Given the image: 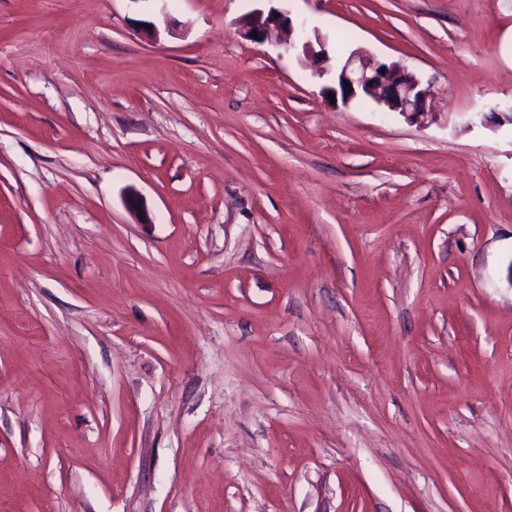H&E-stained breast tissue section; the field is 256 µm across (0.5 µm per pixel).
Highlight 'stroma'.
<instances>
[{"instance_id": "1", "label": "stroma", "mask_w": 512, "mask_h": 512, "mask_svg": "<svg viewBox=\"0 0 512 512\" xmlns=\"http://www.w3.org/2000/svg\"><path fill=\"white\" fill-rule=\"evenodd\" d=\"M511 103L512 0H0V512H512ZM274 13H278V16H274ZM288 30V42L287 40L281 41V35L283 32ZM253 31H257L258 39H254L251 36ZM294 26L292 21L286 15L275 11L269 10L266 14L261 10H255L245 20L243 25V35L247 40L257 43H279L280 45L285 44L288 49H296L301 45L302 53L306 56L311 55L315 59H324L327 56L325 49V43L315 34V42L320 47L319 50H315L312 40L305 35L303 29L297 34L296 39L291 40L294 34ZM345 81H349L351 87H347ZM336 85L338 89H332L331 93L337 98L340 92L346 105L359 97L413 121L432 114L426 107L429 91L417 75L397 63L371 60L359 50L351 52L336 71Z\"/></svg>"}]
</instances>
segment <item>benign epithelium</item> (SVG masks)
I'll use <instances>...</instances> for the list:
<instances>
[{"mask_svg": "<svg viewBox=\"0 0 512 512\" xmlns=\"http://www.w3.org/2000/svg\"><path fill=\"white\" fill-rule=\"evenodd\" d=\"M254 31L258 34V43H279L283 32H288L290 36L294 34V26L289 17L281 13L276 15L272 9L266 13L256 10L245 20L243 35L251 41ZM286 45L290 49L299 47L304 55H311L317 60L327 56L323 40L318 36L312 40L303 31L296 35V39L288 40ZM347 81L351 86L345 85ZM331 93L341 96L346 105L361 98L413 121L430 114L426 107L429 91L423 87L417 75L397 63L371 60L359 50L351 52L336 71V88Z\"/></svg>", "mask_w": 512, "mask_h": 512, "instance_id": "1", "label": "benign epithelium"}]
</instances>
